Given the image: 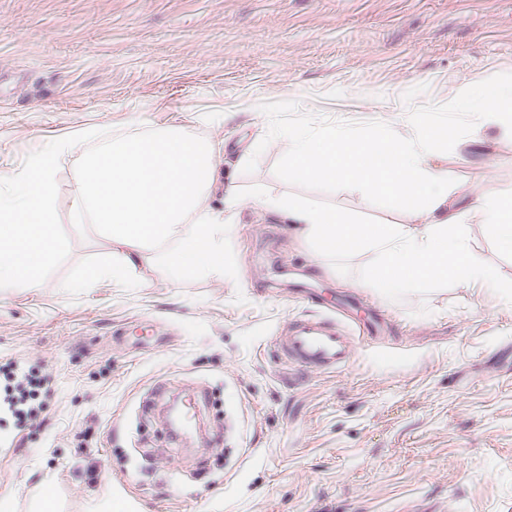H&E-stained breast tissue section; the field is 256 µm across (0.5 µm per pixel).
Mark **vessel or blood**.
<instances>
[{
    "mask_svg": "<svg viewBox=\"0 0 512 512\" xmlns=\"http://www.w3.org/2000/svg\"><path fill=\"white\" fill-rule=\"evenodd\" d=\"M277 350L290 366L310 371H327L347 363L350 352L340 323L296 321L281 337Z\"/></svg>",
    "mask_w": 512,
    "mask_h": 512,
    "instance_id": "b4317fda",
    "label": "vessel or blood"
}]
</instances>
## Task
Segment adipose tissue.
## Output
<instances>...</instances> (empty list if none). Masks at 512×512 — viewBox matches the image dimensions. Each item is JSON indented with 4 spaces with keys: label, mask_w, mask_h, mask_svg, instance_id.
Segmentation results:
<instances>
[{
    "label": "adipose tissue",
    "mask_w": 512,
    "mask_h": 512,
    "mask_svg": "<svg viewBox=\"0 0 512 512\" xmlns=\"http://www.w3.org/2000/svg\"><path fill=\"white\" fill-rule=\"evenodd\" d=\"M473 112L491 124L512 112V87L490 82L477 95ZM73 149L59 139L17 171L8 193H0V287L15 282L38 288L44 271L63 243L56 219V174ZM288 172L305 180L368 185L425 215L423 224L362 225L302 201L268 197L262 210L287 216L319 256L341 242L343 255L369 252L372 270L364 288H403L450 284L462 288H499L512 298V283L471 251L463 226L478 215L512 253V198H491L472 207L449 202L447 171L427 155L403 145L400 136L360 138L341 130H315L294 136ZM223 189L224 203L241 200L225 186L220 149L189 132L161 131L103 141L83 155L74 189L75 223L90 222L113 245L110 259L87 268L77 285L126 278L143 265L160 262L181 276L222 275L228 231L223 213L203 203L211 189Z\"/></svg>",
    "instance_id": "1"
}]
</instances>
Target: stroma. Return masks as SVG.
Here are the masks:
<instances>
[{
    "instance_id": "stroma-1",
    "label": "stroma",
    "mask_w": 512,
    "mask_h": 512,
    "mask_svg": "<svg viewBox=\"0 0 512 512\" xmlns=\"http://www.w3.org/2000/svg\"><path fill=\"white\" fill-rule=\"evenodd\" d=\"M512 83V0H0V189L46 143L66 245L42 287L0 288V367L40 377L32 424L0 410V512H512V305L436 286L358 287L363 252L321 260L264 212L290 196L364 224L423 215L370 188L284 172L294 131L451 127L431 153L451 193L512 197V116L478 125L462 84ZM100 139L186 130L238 162L224 273L76 287L111 242L74 223L82 155ZM470 248L512 281V254L470 218ZM345 305L336 370L274 353L290 323ZM12 377V378H13ZM194 398L192 442L170 437Z\"/></svg>"
}]
</instances>
